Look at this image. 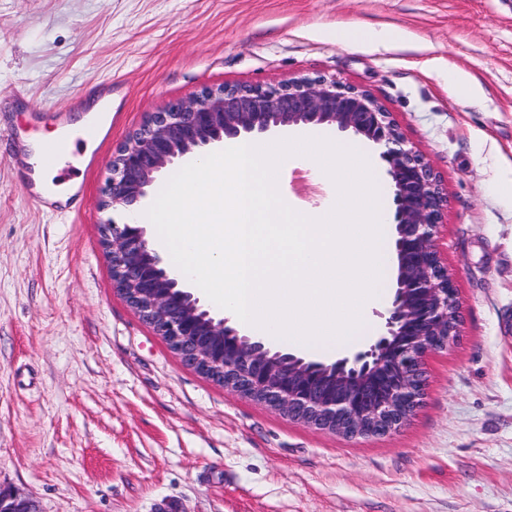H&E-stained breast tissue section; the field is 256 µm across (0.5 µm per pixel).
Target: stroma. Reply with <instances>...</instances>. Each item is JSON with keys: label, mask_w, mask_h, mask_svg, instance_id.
<instances>
[{"label": "stroma", "mask_w": 512, "mask_h": 512, "mask_svg": "<svg viewBox=\"0 0 512 512\" xmlns=\"http://www.w3.org/2000/svg\"><path fill=\"white\" fill-rule=\"evenodd\" d=\"M404 29L401 46L322 30ZM468 74L482 100L450 91ZM326 76L391 112L447 197L460 336L397 432L346 439L186 367L112 286L101 190L145 115L205 87ZM112 132L79 211L28 193L27 141L103 83ZM0 488L38 512H512V0H0ZM389 302L331 362L367 348Z\"/></svg>", "instance_id": "obj_1"}]
</instances>
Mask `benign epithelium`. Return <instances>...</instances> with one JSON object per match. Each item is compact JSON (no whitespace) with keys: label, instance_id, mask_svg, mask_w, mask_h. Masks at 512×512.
<instances>
[{"label":"benign epithelium","instance_id":"7a95c632","mask_svg":"<svg viewBox=\"0 0 512 512\" xmlns=\"http://www.w3.org/2000/svg\"><path fill=\"white\" fill-rule=\"evenodd\" d=\"M327 125L384 147L394 187L396 289L385 332L330 366L271 354L203 309L132 222L101 224L113 287L182 362L294 421L345 438L384 436L414 415L424 395L426 358L455 342L461 323L454 278L436 243L445 197L430 162L408 146L391 113L368 92L325 77L269 86L222 85L170 103L145 120L112 155L103 212L131 213L158 175L227 141L278 128ZM326 369L336 388L313 372ZM0 512H38L33 501L0 489Z\"/></svg>","mask_w":512,"mask_h":512}]
</instances>
